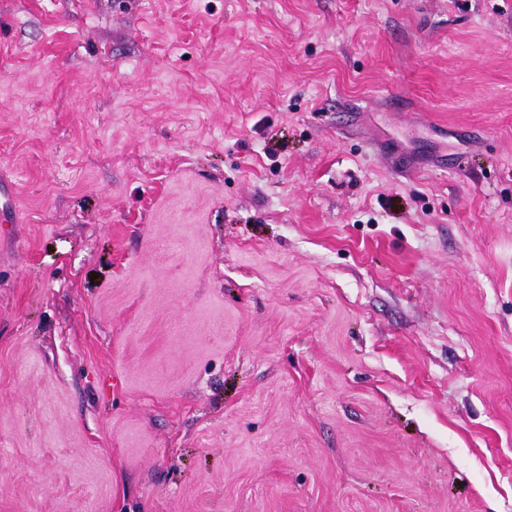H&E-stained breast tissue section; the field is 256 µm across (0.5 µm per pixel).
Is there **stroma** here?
<instances>
[{
  "instance_id": "stroma-1",
  "label": "stroma",
  "mask_w": 512,
  "mask_h": 512,
  "mask_svg": "<svg viewBox=\"0 0 512 512\" xmlns=\"http://www.w3.org/2000/svg\"><path fill=\"white\" fill-rule=\"evenodd\" d=\"M0 512H512V0H0Z\"/></svg>"
}]
</instances>
